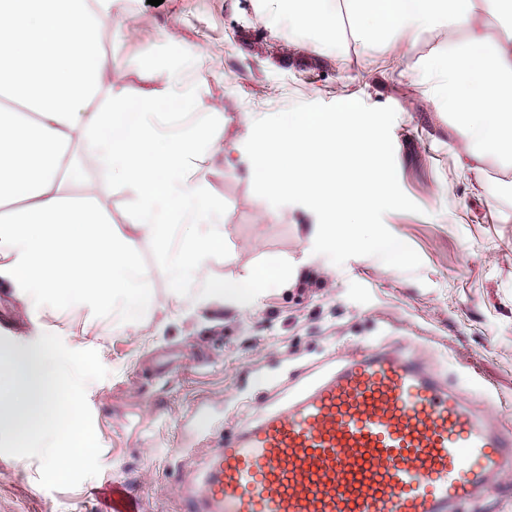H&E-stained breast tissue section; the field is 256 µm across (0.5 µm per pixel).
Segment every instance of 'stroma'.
<instances>
[{
	"instance_id": "obj_1",
	"label": "stroma",
	"mask_w": 512,
	"mask_h": 512,
	"mask_svg": "<svg viewBox=\"0 0 512 512\" xmlns=\"http://www.w3.org/2000/svg\"><path fill=\"white\" fill-rule=\"evenodd\" d=\"M128 18L130 34L119 28ZM319 39L321 54L274 0H114L100 43L128 95L165 86L151 62L170 55L180 89L202 102L152 121L162 138L202 134L191 176L218 206L229 253L206 260L204 281L173 284L169 258L192 226L175 228L164 244L139 236L134 189L99 169L94 205L117 233L138 236L133 263L154 306L130 326L120 296L63 301L0 277V313L13 324L5 342L31 345L53 333L70 349L96 350L109 371L86 389L100 474L48 490L38 459L0 454V512H99L95 493L107 484L125 486L142 512H182L178 480L200 487L210 449L242 422L285 408L360 346L416 354L489 422L512 427V169L487 159L478 183L456 168L454 117L434 105L431 77L399 66L404 39L384 54L346 25ZM347 97L396 111L398 181L419 210L387 213L384 223L419 254L416 271L388 270L373 256L326 268L310 239L316 215L253 192L242 116ZM268 255L297 266V278L257 291L247 309L230 296H206L205 283L240 280Z\"/></svg>"
}]
</instances>
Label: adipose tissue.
<instances>
[{"label":"adipose tissue","mask_w":512,"mask_h":512,"mask_svg":"<svg viewBox=\"0 0 512 512\" xmlns=\"http://www.w3.org/2000/svg\"><path fill=\"white\" fill-rule=\"evenodd\" d=\"M290 22L311 34L335 31L337 13L322 0H278ZM351 33L385 47L394 35L444 29L445 50L429 59L407 48L409 69L439 79L435 95L457 115L463 146L457 166L482 180L486 158L512 166V0H344ZM504 21L488 36L487 18ZM112 22V0H0V270L17 284L67 300L99 288L121 291L124 318L139 320L153 304L130 261L137 238L116 234L89 205L81 153L137 192L142 235L165 240L177 224L204 225L213 203L191 182L194 137L159 140L149 122L166 109L190 112L192 94L164 89L130 100L122 75L103 54L99 32ZM81 185L84 204H67L66 183ZM211 229L184 247L177 275L200 277L207 257L223 252ZM291 271L274 257L250 269L225 293L282 282Z\"/></svg>","instance_id":"adipose-tissue-1"}]
</instances>
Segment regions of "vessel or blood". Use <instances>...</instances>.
<instances>
[{
	"label": "vessel or blood",
	"instance_id": "vessel-or-blood-1",
	"mask_svg": "<svg viewBox=\"0 0 512 512\" xmlns=\"http://www.w3.org/2000/svg\"><path fill=\"white\" fill-rule=\"evenodd\" d=\"M512 470V431L395 349L348 354L284 410L213 449L182 512H459ZM101 512H140L116 486Z\"/></svg>",
	"mask_w": 512,
	"mask_h": 512
}]
</instances>
